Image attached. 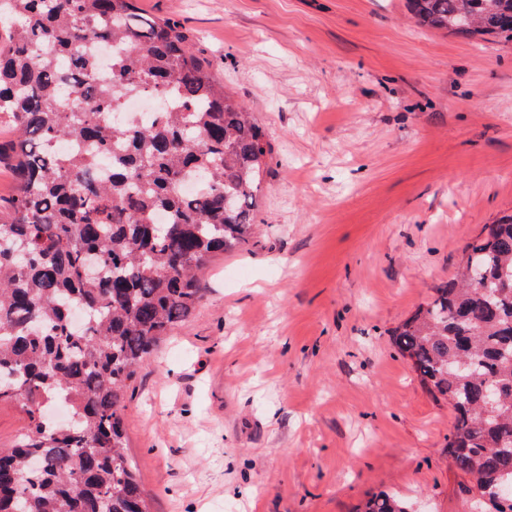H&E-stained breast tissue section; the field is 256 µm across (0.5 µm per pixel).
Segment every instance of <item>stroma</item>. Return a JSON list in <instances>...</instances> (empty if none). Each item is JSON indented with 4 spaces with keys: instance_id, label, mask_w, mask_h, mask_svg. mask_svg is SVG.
Listing matches in <instances>:
<instances>
[{
    "instance_id": "35a3bbf8",
    "label": "stroma",
    "mask_w": 512,
    "mask_h": 512,
    "mask_svg": "<svg viewBox=\"0 0 512 512\" xmlns=\"http://www.w3.org/2000/svg\"><path fill=\"white\" fill-rule=\"evenodd\" d=\"M187 29L271 153L240 251L138 371L149 512H473L451 416L391 332L512 212V42L405 0H137ZM410 506L392 494H378L365 504L364 512H408Z\"/></svg>"
}]
</instances>
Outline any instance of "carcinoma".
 <instances>
[{
	"instance_id": "1",
	"label": "carcinoma",
	"mask_w": 512,
	"mask_h": 512,
	"mask_svg": "<svg viewBox=\"0 0 512 512\" xmlns=\"http://www.w3.org/2000/svg\"><path fill=\"white\" fill-rule=\"evenodd\" d=\"M407 3L422 25L512 40V0ZM101 46L116 49L106 74ZM127 94L160 112L137 127L105 120ZM4 127L14 138L0 140V161L12 162L17 186L0 200V402L28 424L0 448V512H147L124 399L199 304L212 260L252 235L265 133L182 27L135 0H0ZM70 140L80 151L52 150ZM392 339L448 403V457L480 496L476 508L485 498L512 512V214L484 226ZM60 401L70 418L48 420ZM409 509L382 493L364 512Z\"/></svg>"
}]
</instances>
